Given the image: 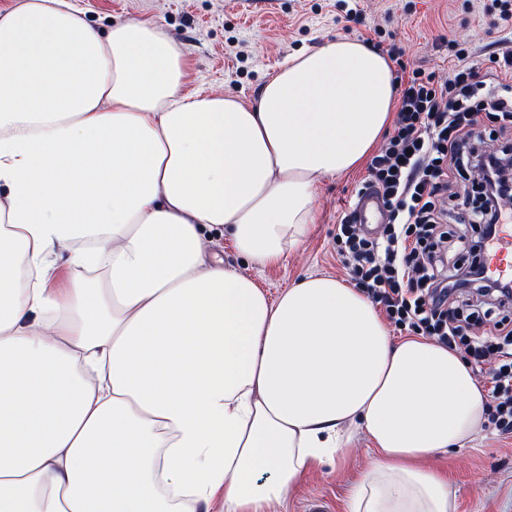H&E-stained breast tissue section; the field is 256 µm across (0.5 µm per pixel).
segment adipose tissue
<instances>
[{
  "instance_id": "ef3b65f1",
  "label": "adipose tissue",
  "mask_w": 512,
  "mask_h": 512,
  "mask_svg": "<svg viewBox=\"0 0 512 512\" xmlns=\"http://www.w3.org/2000/svg\"><path fill=\"white\" fill-rule=\"evenodd\" d=\"M186 66L147 19L0 10V512H269L358 428L346 512H455L438 462L488 402L464 358L333 277L269 298L205 238L299 248L390 123L388 59L339 38L249 105Z\"/></svg>"
}]
</instances>
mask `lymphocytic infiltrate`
Segmentation results:
<instances>
[{
  "label": "lymphocytic infiltrate",
  "instance_id": "1",
  "mask_svg": "<svg viewBox=\"0 0 512 512\" xmlns=\"http://www.w3.org/2000/svg\"><path fill=\"white\" fill-rule=\"evenodd\" d=\"M447 78L415 69L399 84L392 128L372 156L367 186L385 200L389 216L378 232L353 214L336 226V253L362 293L399 331L426 336L461 354L475 371H488V420L512 434V324L498 307L512 304V282L471 279L483 264L485 230L512 209V160L484 157L481 115L496 113L501 139L512 136V83H488L466 43L452 39ZM467 172L494 185L492 198L471 208L450 198L451 177ZM461 232L450 235L446 216ZM462 255L453 273L444 270L448 248ZM494 296L486 309L463 314L457 300L469 292Z\"/></svg>",
  "mask_w": 512,
  "mask_h": 512
}]
</instances>
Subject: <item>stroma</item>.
Segmentation results:
<instances>
[{
	"mask_svg": "<svg viewBox=\"0 0 512 512\" xmlns=\"http://www.w3.org/2000/svg\"><path fill=\"white\" fill-rule=\"evenodd\" d=\"M97 30L110 21L151 18L190 59L189 89L230 93L256 100L267 75L291 56L312 51L339 37L364 40L382 30L402 49L395 76L412 68L446 77L451 61L446 39L467 42L482 72L497 71L495 53L512 47V25L496 26L484 11L489 0H364L361 22L346 24L342 0H273L271 8L247 9L239 0H76ZM368 177L366 169L324 179L315 190L317 222L311 236L272 267L251 266L229 239L215 237L212 249L225 267L248 273L269 296H278L308 275L349 281L336 259V226ZM375 459L372 444L354 432L345 456L322 464L304 479L301 494L290 497L287 512H309L319 503L324 512H345L351 487ZM457 512H512V437L482 431L467 448L444 461Z\"/></svg>",
	"mask_w": 512,
	"mask_h": 512,
	"instance_id": "35a3bbf8",
	"label": "stroma"
}]
</instances>
